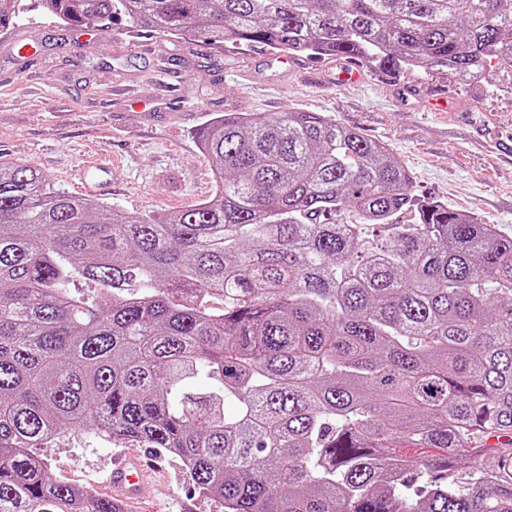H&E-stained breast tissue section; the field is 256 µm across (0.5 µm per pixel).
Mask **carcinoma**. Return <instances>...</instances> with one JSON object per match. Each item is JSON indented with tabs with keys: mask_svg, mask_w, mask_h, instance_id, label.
I'll return each instance as SVG.
<instances>
[{
	"mask_svg": "<svg viewBox=\"0 0 512 512\" xmlns=\"http://www.w3.org/2000/svg\"><path fill=\"white\" fill-rule=\"evenodd\" d=\"M43 7L384 72L468 81L494 59L512 80V0ZM16 9L0 0L1 30ZM200 147L213 197L157 219L0 163V512H122L33 452L88 429L177 456L224 512H512V234L418 198L387 144L320 112H228Z\"/></svg>",
	"mask_w": 512,
	"mask_h": 512,
	"instance_id": "obj_1",
	"label": "carcinoma"
}]
</instances>
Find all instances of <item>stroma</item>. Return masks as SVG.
Instances as JSON below:
<instances>
[{
  "label": "stroma",
  "mask_w": 512,
  "mask_h": 512,
  "mask_svg": "<svg viewBox=\"0 0 512 512\" xmlns=\"http://www.w3.org/2000/svg\"><path fill=\"white\" fill-rule=\"evenodd\" d=\"M172 77L161 95L173 116H140L116 96L149 83L159 66ZM344 59L289 57L213 49L137 31L126 22L73 27L57 23L38 0H22L9 31H0V160L40 168L58 190L78 193L97 182L100 201L132 216H158L198 203L214 190L212 164L198 133L226 111L320 112L389 145L413 174L417 195L448 203L512 232V157L487 151V135L512 144V89L493 79L460 81L424 70L384 74L364 69L346 87L306 82L334 73ZM445 93L458 110L429 112L414 88ZM95 430L61 433L37 454L59 482L106 495L114 455L142 452ZM157 464L128 512H224L201 493L174 456Z\"/></svg>",
  "instance_id": "stroma-1"
}]
</instances>
